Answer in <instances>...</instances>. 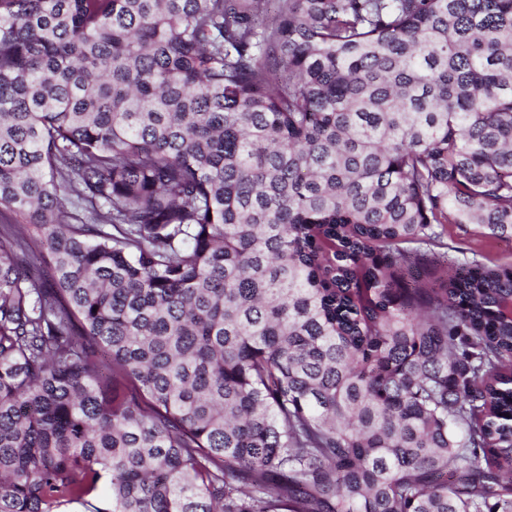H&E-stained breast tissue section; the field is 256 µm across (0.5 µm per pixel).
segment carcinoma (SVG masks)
I'll use <instances>...</instances> for the list:
<instances>
[{
    "instance_id": "carcinoma-1",
    "label": "carcinoma",
    "mask_w": 512,
    "mask_h": 512,
    "mask_svg": "<svg viewBox=\"0 0 512 512\" xmlns=\"http://www.w3.org/2000/svg\"><path fill=\"white\" fill-rule=\"evenodd\" d=\"M4 213L0 512H512V0H0ZM462 232L456 224L448 225V244L455 247L451 257L460 261L477 259L487 266L512 264V239H495L479 236L480 229L474 224ZM473 254H477L474 256Z\"/></svg>"
}]
</instances>
